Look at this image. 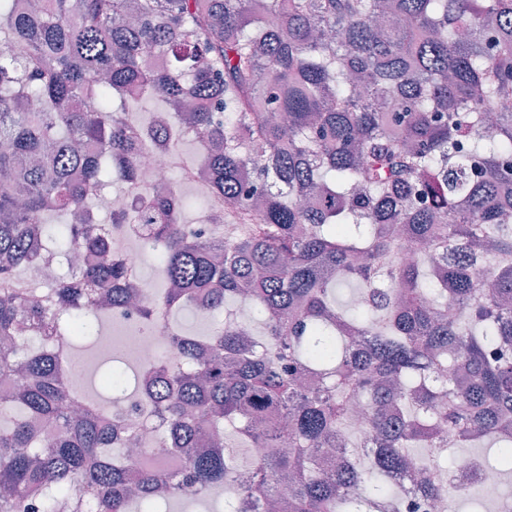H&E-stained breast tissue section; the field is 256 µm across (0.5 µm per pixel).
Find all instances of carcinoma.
Instances as JSON below:
<instances>
[{
    "mask_svg": "<svg viewBox=\"0 0 512 512\" xmlns=\"http://www.w3.org/2000/svg\"><path fill=\"white\" fill-rule=\"evenodd\" d=\"M0 35V336L29 344L0 359V382L23 377L0 395V512H137L223 486L229 512H267L283 481L287 512H400V475L425 474L422 507L442 496L413 447L439 458L489 439L512 469V112L498 111L512 0H0ZM154 50L166 71L144 68ZM146 96L160 108L139 125L129 104ZM141 133L160 150L199 143L203 189L234 204L213 228L232 236L202 240L166 189L82 221L89 197L135 179ZM251 144L266 163L250 170ZM135 225L162 274L147 326L171 329L202 296L212 314L251 300L263 328L226 320L183 339L184 364L144 374L153 451L187 466L136 485L112 414L65 371L133 294L119 234ZM406 240L426 247L413 262ZM38 241L95 260L41 293L27 280ZM352 280L361 303L344 311L331 294ZM99 385L142 397L119 367ZM226 424L254 448L278 447L286 424L293 447L241 464ZM337 440L367 462L322 469Z\"/></svg>",
    "mask_w": 512,
    "mask_h": 512,
    "instance_id": "cac0c4a2",
    "label": "carcinoma"
}]
</instances>
